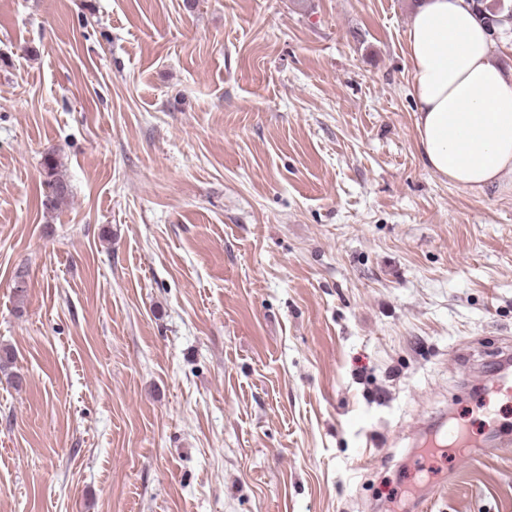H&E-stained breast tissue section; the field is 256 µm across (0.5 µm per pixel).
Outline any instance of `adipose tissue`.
<instances>
[{
	"label": "adipose tissue",
	"mask_w": 512,
	"mask_h": 512,
	"mask_svg": "<svg viewBox=\"0 0 512 512\" xmlns=\"http://www.w3.org/2000/svg\"><path fill=\"white\" fill-rule=\"evenodd\" d=\"M405 56L425 167L472 192L512 174V72L468 0H418Z\"/></svg>",
	"instance_id": "1"
}]
</instances>
